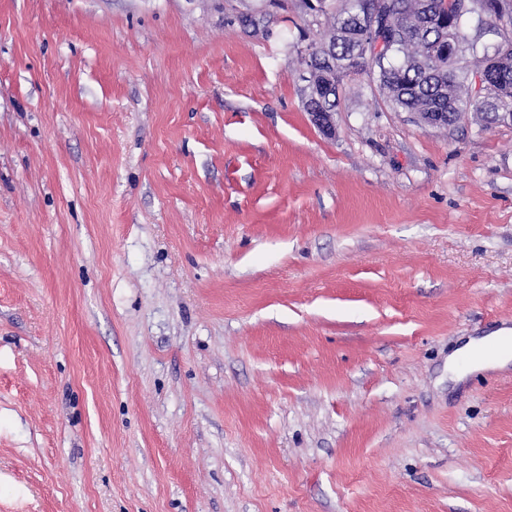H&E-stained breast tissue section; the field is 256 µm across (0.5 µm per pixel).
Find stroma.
Instances as JSON below:
<instances>
[{
	"instance_id": "stroma-1",
	"label": "stroma",
	"mask_w": 512,
	"mask_h": 512,
	"mask_svg": "<svg viewBox=\"0 0 512 512\" xmlns=\"http://www.w3.org/2000/svg\"><path fill=\"white\" fill-rule=\"evenodd\" d=\"M303 0H0V512H512V124ZM512 332L510 329L503 328L492 334L482 342L473 345V341L465 343L458 352H464V357L470 367L481 369H504L512 361ZM497 347V353L493 358L486 359L477 355L478 348L486 345Z\"/></svg>"
}]
</instances>
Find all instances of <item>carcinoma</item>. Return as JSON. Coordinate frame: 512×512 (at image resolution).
<instances>
[{
  "mask_svg": "<svg viewBox=\"0 0 512 512\" xmlns=\"http://www.w3.org/2000/svg\"><path fill=\"white\" fill-rule=\"evenodd\" d=\"M487 25L495 30L512 28V17L502 22L501 0H478ZM376 9L392 23L384 27L390 49L371 70L386 99L398 112H413L433 126L456 123L461 114L486 112L483 100L471 96L469 59L484 65L489 87L486 97L499 102V111L512 112V31L499 42H475L457 29L456 0H343L330 15L332 35L327 44L314 47L310 61L319 62L320 80L335 84L359 66L357 17ZM453 42L448 55L441 53L446 40Z\"/></svg>",
  "mask_w": 512,
  "mask_h": 512,
  "instance_id": "cac0c4a2",
  "label": "carcinoma"
}]
</instances>
